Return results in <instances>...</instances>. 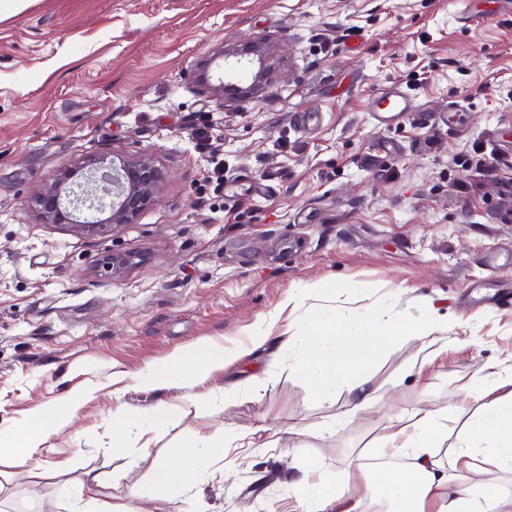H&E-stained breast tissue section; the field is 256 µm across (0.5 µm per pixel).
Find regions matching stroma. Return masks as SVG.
<instances>
[{
  "label": "stroma",
  "instance_id": "1",
  "mask_svg": "<svg viewBox=\"0 0 512 512\" xmlns=\"http://www.w3.org/2000/svg\"><path fill=\"white\" fill-rule=\"evenodd\" d=\"M262 36L272 74L218 104L193 82L221 44ZM409 89L399 124L372 94ZM151 153L169 176L135 223L86 238L41 223L35 191L91 156ZM503 165L470 169L476 153ZM131 256L109 277L105 259ZM512 0H22L0 14V427L94 387L51 434L44 473L0 470V512H70L94 470L141 480L140 444L111 451L112 409L182 402L152 449L198 437L214 474L125 512H293L317 461L329 484L403 466L375 445L390 417L445 407L478 369L512 373ZM292 331L312 314L363 309L436 318L370 368L372 401L317 394L301 347L271 338L196 387L146 390L132 373L202 338L232 345L289 290ZM237 388L232 401L224 390ZM278 427L268 448L241 436ZM73 460L74 468L59 470ZM470 486L512 512V472L475 460Z\"/></svg>",
  "mask_w": 512,
  "mask_h": 512
}]
</instances>
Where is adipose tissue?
I'll return each mask as SVG.
<instances>
[{"mask_svg": "<svg viewBox=\"0 0 512 512\" xmlns=\"http://www.w3.org/2000/svg\"><path fill=\"white\" fill-rule=\"evenodd\" d=\"M278 323L273 317L246 326L248 347H260L279 335ZM431 330V324H418L403 316L382 320L372 310L353 324L323 311L311 318L306 336H279L289 346L304 343L301 366L317 392L332 394L344 386L363 406L372 399L369 368L378 350L401 336L428 339ZM246 349L200 339L163 360L146 363L132 379L145 389L182 388L239 360ZM466 395L480 402L481 409L465 422L456 444L446 443L451 419L447 409L418 407L395 414L381 442L393 452L409 455L411 466L398 471L378 470L372 479L357 477L339 488L320 480L311 482L299 512H331L336 505L341 512H359L363 498L376 492L388 499L390 512H491L496 501L494 490L467 486L463 478L479 457L512 470V374L491 384L475 376ZM86 396L84 390L73 391L65 399L39 405L19 424L0 429V467L35 461L49 435L72 423ZM180 412V405L172 402L141 412L122 404L115 407L112 450L122 452L128 433L137 432L141 450L135 467L146 479L145 484L127 486V495L161 503L197 474L210 470L216 452L197 440L174 448L164 460L153 454L154 433ZM105 484L102 474L85 471L70 487L76 512H123L121 506L96 498V489Z\"/></svg>", "mask_w": 512, "mask_h": 512, "instance_id": "adipose-tissue-1", "label": "adipose tissue"}]
</instances>
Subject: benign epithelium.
Listing matches in <instances>:
<instances>
[{
	"instance_id": "7a95c632",
	"label": "benign epithelium",
	"mask_w": 512,
	"mask_h": 512,
	"mask_svg": "<svg viewBox=\"0 0 512 512\" xmlns=\"http://www.w3.org/2000/svg\"><path fill=\"white\" fill-rule=\"evenodd\" d=\"M214 56L224 58L230 70H235L241 59L249 56L258 63V69L252 74V82L243 87L231 81L212 82L210 75L211 61L206 60L197 69L196 86L209 98L219 104L224 100L243 98L269 75L268 60L269 40L257 37L246 42L241 49H224L219 47ZM85 172V179H99L107 185V194L112 199H90L74 190L67 189V184L78 171ZM80 170L65 169L54 179L44 183L36 192L33 202L44 224H54L82 237H94L106 232L119 230L126 224H132L137 216L157 201L162 183L168 177V171L150 153H144L135 159L120 155L112 156L111 161L104 157L91 158ZM83 209L96 212L109 211V216L102 220L80 221L76 212ZM130 260L123 255L108 258L106 267L111 277L119 278L128 267Z\"/></svg>"
}]
</instances>
